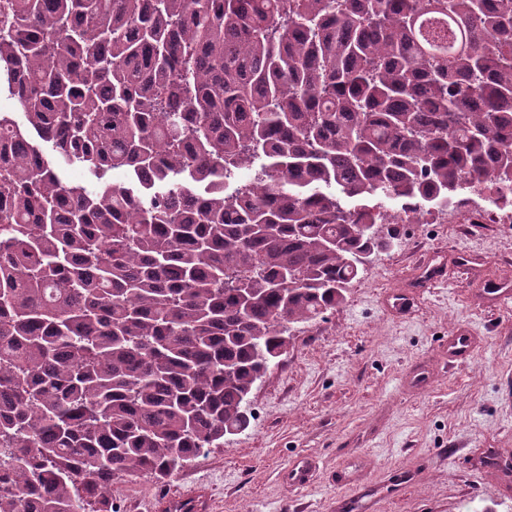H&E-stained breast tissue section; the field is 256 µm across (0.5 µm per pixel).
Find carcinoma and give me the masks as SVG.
Here are the masks:
<instances>
[{"label": "carcinoma", "mask_w": 512, "mask_h": 512, "mask_svg": "<svg viewBox=\"0 0 512 512\" xmlns=\"http://www.w3.org/2000/svg\"><path fill=\"white\" fill-rule=\"evenodd\" d=\"M0 87V512H118L248 428L388 201L512 190V0H0Z\"/></svg>", "instance_id": "obj_1"}]
</instances>
